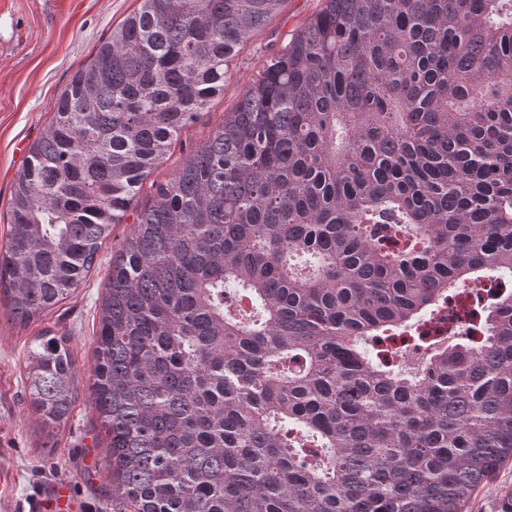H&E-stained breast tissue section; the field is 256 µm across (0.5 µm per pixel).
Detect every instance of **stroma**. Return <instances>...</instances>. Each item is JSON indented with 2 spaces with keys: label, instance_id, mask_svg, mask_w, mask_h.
<instances>
[{
  "label": "stroma",
  "instance_id": "35a3bbf8",
  "mask_svg": "<svg viewBox=\"0 0 512 512\" xmlns=\"http://www.w3.org/2000/svg\"><path fill=\"white\" fill-rule=\"evenodd\" d=\"M137 7L136 0H0V244L9 221L15 180L29 145L52 117L51 108L96 47ZM320 0H286L229 65L224 91L184 129L153 180H168L232 111L266 59L320 9ZM132 224H118L98 251L84 283L40 319L22 326L0 306V512H26L44 485L64 482L83 502V512H112L105 445L98 437L91 401L97 310L113 253ZM68 336L79 397L64 428L41 429L25 392L24 355L45 331ZM512 493V461L484 483L469 512H502Z\"/></svg>",
  "mask_w": 512,
  "mask_h": 512
}]
</instances>
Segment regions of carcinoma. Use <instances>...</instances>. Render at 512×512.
<instances>
[{
    "label": "carcinoma",
    "mask_w": 512,
    "mask_h": 512,
    "mask_svg": "<svg viewBox=\"0 0 512 512\" xmlns=\"http://www.w3.org/2000/svg\"><path fill=\"white\" fill-rule=\"evenodd\" d=\"M285 2L140 0L29 146L0 294L39 318L133 215L94 339L112 512H467L512 459V292L478 347H369L512 276V0H322L130 211ZM25 375L64 426L68 338Z\"/></svg>",
    "instance_id": "carcinoma-1"
}]
</instances>
